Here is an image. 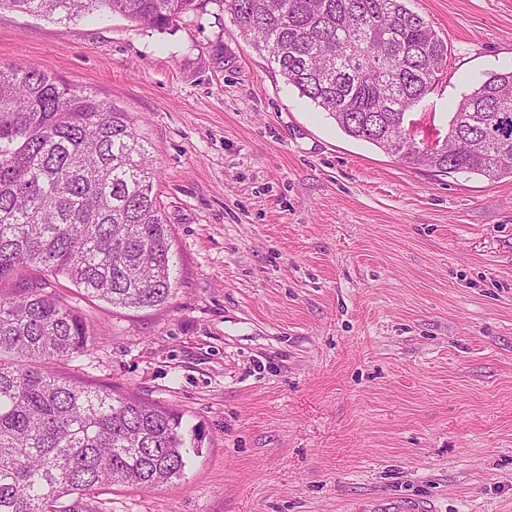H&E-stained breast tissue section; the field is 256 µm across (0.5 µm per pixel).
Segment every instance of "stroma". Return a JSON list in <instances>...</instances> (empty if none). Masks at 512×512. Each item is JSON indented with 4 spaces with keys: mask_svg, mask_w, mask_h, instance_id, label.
Instances as JSON below:
<instances>
[{
    "mask_svg": "<svg viewBox=\"0 0 512 512\" xmlns=\"http://www.w3.org/2000/svg\"><path fill=\"white\" fill-rule=\"evenodd\" d=\"M448 44L417 107L446 133L512 67V0H408ZM0 65L129 112L172 233L174 290L120 309L25 269L102 334L52 371L176 409L184 475L96 512H353L413 496L512 512V177L439 175L347 136L209 0L157 30L0 10Z\"/></svg>",
    "mask_w": 512,
    "mask_h": 512,
    "instance_id": "1",
    "label": "stroma"
}]
</instances>
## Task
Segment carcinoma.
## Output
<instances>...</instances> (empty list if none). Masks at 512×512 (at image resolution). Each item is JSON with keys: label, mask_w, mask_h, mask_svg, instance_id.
Here are the masks:
<instances>
[{"label": "carcinoma", "mask_w": 512, "mask_h": 512, "mask_svg": "<svg viewBox=\"0 0 512 512\" xmlns=\"http://www.w3.org/2000/svg\"><path fill=\"white\" fill-rule=\"evenodd\" d=\"M204 0H0L69 22L120 14L167 30ZM279 74L348 136L442 174L512 177V68L456 105L432 147L409 120L448 70V44L406 0H217ZM148 147L128 113L29 66L0 65V282L63 276L114 307H157L174 287L170 229ZM101 334L31 287L0 299V512H77L60 499L180 477L179 412L66 381L47 369Z\"/></svg>", "instance_id": "1"}]
</instances>
